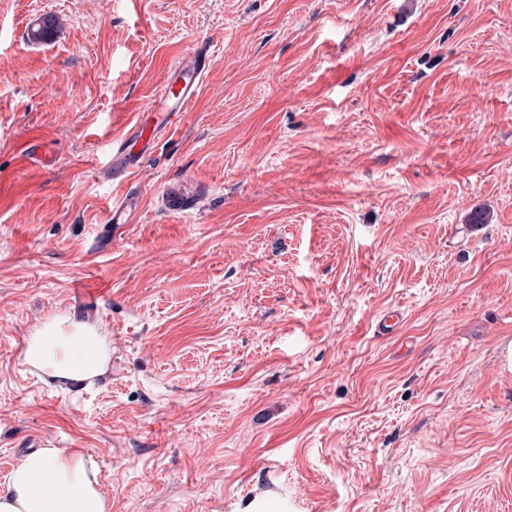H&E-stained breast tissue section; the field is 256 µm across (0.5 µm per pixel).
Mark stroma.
<instances>
[{
  "label": "stroma",
  "instance_id": "stroma-1",
  "mask_svg": "<svg viewBox=\"0 0 512 512\" xmlns=\"http://www.w3.org/2000/svg\"><path fill=\"white\" fill-rule=\"evenodd\" d=\"M56 314L88 388L22 364ZM511 343L512 0H0V459L80 453L107 512H512ZM206 66L207 58L202 53L191 67L171 66L151 110L186 112L203 81ZM162 130V124L154 116V124L151 127L147 124L137 127L132 136L123 141L118 147L112 144V172L119 174L134 167L139 160L138 153L134 152L137 144H149L156 139ZM50 323L35 336H28L24 349L26 365L66 387H79L105 371L111 348L107 336H101L99 329L75 320L64 325Z\"/></svg>",
  "mask_w": 512,
  "mask_h": 512
}]
</instances>
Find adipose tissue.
<instances>
[{"instance_id":"1","label":"adipose tissue","mask_w":512,"mask_h":512,"mask_svg":"<svg viewBox=\"0 0 512 512\" xmlns=\"http://www.w3.org/2000/svg\"><path fill=\"white\" fill-rule=\"evenodd\" d=\"M110 353L98 329L72 320L28 337L24 362L60 385L80 386L104 372ZM0 512H107V499L92 462L62 448H42L12 471L0 490Z\"/></svg>"}]
</instances>
